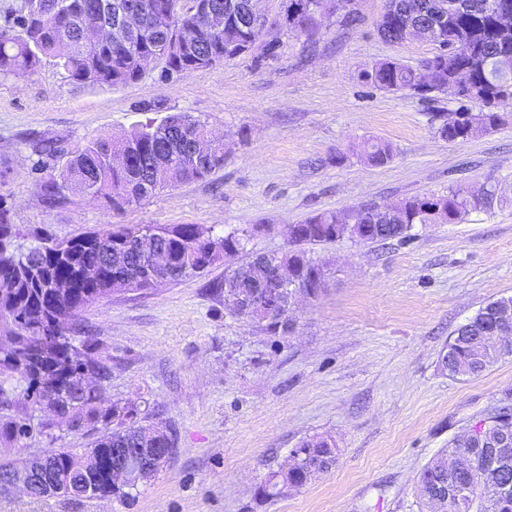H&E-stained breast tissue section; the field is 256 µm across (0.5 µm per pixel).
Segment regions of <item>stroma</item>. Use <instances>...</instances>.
Masks as SVG:
<instances>
[{
	"instance_id": "stroma-1",
	"label": "stroma",
	"mask_w": 512,
	"mask_h": 512,
	"mask_svg": "<svg viewBox=\"0 0 512 512\" xmlns=\"http://www.w3.org/2000/svg\"><path fill=\"white\" fill-rule=\"evenodd\" d=\"M388 0H355L356 23L333 17L312 33L284 32L210 68L159 70L114 88L72 83L53 65L0 79V199L30 232L71 239L110 224H197L248 233V253L287 249V227L327 210L383 205L449 189L489 190L462 222L415 225L404 242L348 239L311 247L327 284L300 299L275 333L224 305L225 267L86 308L77 336H94L111 366L107 393L136 402L174 430L171 458L129 497L105 500L0 493V512H429L422 468L460 428L512 392V356L475 378H451L440 359L458 326L512 296V108L494 129L461 143L439 137L458 109L367 85L360 74L396 59L416 67L428 43H389L376 22ZM205 121L224 142L222 170L121 213L69 195L43 202L40 175L71 149L118 137L145 105ZM393 158H360L373 140ZM333 437L335 464L266 503L256 488L309 437Z\"/></svg>"
}]
</instances>
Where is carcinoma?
I'll list each match as a JSON object with an SVG mask.
<instances>
[{"label":"carcinoma","instance_id":"1","mask_svg":"<svg viewBox=\"0 0 512 512\" xmlns=\"http://www.w3.org/2000/svg\"><path fill=\"white\" fill-rule=\"evenodd\" d=\"M21 0L19 8L4 15L0 24V77L33 73L49 62L62 69L74 83L84 86L119 87L141 80L156 62L166 59L162 74L168 76L207 68L250 53L257 42L276 30L310 33L322 19L338 13L347 22L358 21L353 0H283L285 17L269 27L257 28L249 21L251 0H233L234 8L221 11V34L214 36L187 17L184 0H129L142 13V30L132 36L134 45L111 43L87 45L82 37L85 21L101 0ZM434 0H389L376 22L378 36L390 43L409 40L436 46L421 67L432 70L429 82L420 70L397 61L374 65L361 77L378 89L413 91L425 96L442 93L470 112L467 129L439 127L441 137L464 143L476 134L496 127L500 107L512 106V35L504 39L487 9L488 0H463L464 8L435 17ZM184 27L195 28L196 37L179 40ZM207 130L200 119L171 114L157 122L148 119L123 135L127 163L112 165L113 139H90L69 151L52 144L44 151L64 153L66 161L57 172L41 177V194L53 204L66 197L73 186L82 195L114 212L150 198L173 183L201 181L224 168V153L208 159L194 158L189 144ZM373 165L393 156L390 143L376 140L364 150ZM489 198L478 203L464 190L451 189L446 196H416L384 206L369 205L348 211H323L296 225L284 251L252 255L242 276L224 277V304L237 292L267 285L269 267L284 266L303 284L321 280V267L307 254L306 246L332 243L346 236L345 225L358 224V241L379 242L410 239L416 224H452L464 219ZM43 232L33 238L14 222L12 208L0 199V311L10 310L20 319L13 347L0 351V439L17 442L27 437V428L49 439L53 465L69 471L85 497L109 499L117 495L108 473L114 448H173L172 430L148 422L140 406L114 403L104 394L75 386L77 376L89 361H96L105 382L110 367L95 359L98 340L71 336L79 312L120 291L155 288L204 272L224 261V250L241 244L232 231L205 234L196 224L114 225L76 237L67 249L52 244ZM164 250L171 260L168 270L148 275L151 251ZM93 269L96 275L87 277ZM67 286L68 292L56 289ZM512 336V311L496 314L491 304L480 308L459 326L448 341L441 362L448 376L475 377L512 355L506 338ZM42 409L60 416L59 427L85 431L95 436L99 456L95 468L87 466L75 448H55L58 437L52 426L34 419ZM500 433L512 435V392L504 395L478 423L448 440L441 457L422 469L419 480L448 484V499L440 512H512V451L494 454L487 442ZM291 454L294 467L273 471L258 486L263 501L278 498L286 487L300 489L317 474L327 471L336 459V442L328 436L304 440Z\"/></svg>","mask_w":512,"mask_h":512}]
</instances>
